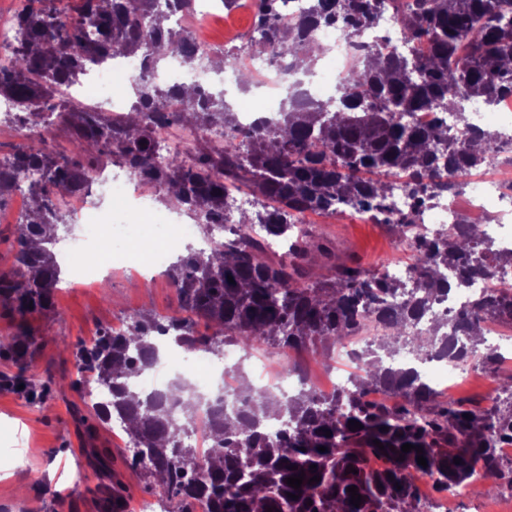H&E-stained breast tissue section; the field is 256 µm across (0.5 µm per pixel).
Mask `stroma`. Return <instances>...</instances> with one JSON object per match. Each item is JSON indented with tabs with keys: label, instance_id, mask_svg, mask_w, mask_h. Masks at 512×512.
<instances>
[{
	"label": "stroma",
	"instance_id": "obj_1",
	"mask_svg": "<svg viewBox=\"0 0 512 512\" xmlns=\"http://www.w3.org/2000/svg\"><path fill=\"white\" fill-rule=\"evenodd\" d=\"M309 230L334 248L337 263L367 269L403 262L398 239L384 224L350 214H307ZM54 312L18 321L0 297V512H103L100 473L84 453L79 416L96 426L100 445L111 448L112 467L130 499L128 512L152 492L142 473L127 465L126 433L98 423L82 388L76 387L77 347L90 344L110 323L134 314L164 317L178 308L165 275L114 274L107 285H64L54 291ZM37 338L24 364L13 346L19 330ZM30 385L18 388L17 375Z\"/></svg>",
	"mask_w": 512,
	"mask_h": 512
}]
</instances>
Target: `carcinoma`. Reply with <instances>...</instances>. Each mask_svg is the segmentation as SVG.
<instances>
[{"mask_svg":"<svg viewBox=\"0 0 512 512\" xmlns=\"http://www.w3.org/2000/svg\"><path fill=\"white\" fill-rule=\"evenodd\" d=\"M27 0L13 18L17 41L0 64V97L16 110V123L32 129L59 121L70 147L47 153L37 143L0 161V200L20 181L28 183L29 206L16 229L13 266L0 272V296L24 317L54 307L61 281L53 245L65 216L60 196L89 186L92 173L105 164L119 165L150 181L172 206L201 224L224 223L226 193L246 190L257 202L212 239L205 251L192 247L165 275L179 299V314L160 321L129 317L128 331L106 329L75 357L82 377L107 390L110 399L92 409L103 424L124 426L132 445L130 466L140 468L152 492L164 503L203 498L209 512H424L411 484L423 472L438 490L468 484L478 495L504 486L512 490V462L496 455L497 443L512 439V382L503 387L491 411L461 400L442 399L421 365L445 362L495 370L500 346L489 343L481 320L493 315L512 323V291L489 288L473 298L453 325L429 316L433 304L452 289L471 287L477 278L492 279L512 267V251H499L475 224L461 230L444 224L427 235L416 231L417 214L397 220L387 203L390 181L405 180L416 205L441 192L457 177L499 162V133L469 134L465 105L481 99L489 105L512 95V0H412L399 14L405 42L427 38L431 57L411 54L382 57L370 45L346 84L337 109L286 90L278 118L252 132L237 127L224 92L199 84L165 86L153 73L167 57L188 66L212 64L208 50L194 48L181 30L163 25L171 11L192 0H80L76 14ZM384 0H310L306 14L286 17L288 0H258L254 34L247 48L280 51L283 69L308 73L316 44L313 28L339 27L360 37L383 20ZM140 56L141 68L131 87L129 110L118 118L88 112L75 100L60 109L63 90L89 65L116 56ZM180 110H167L169 100ZM430 109L433 128L411 125L407 116ZM455 113L458 134L448 136V112ZM177 136L196 134L165 162L154 160V130ZM224 130V137L209 132ZM351 210L393 227L409 241L414 276L403 279L379 269L341 264L329 278L313 268L336 259L333 248L298 225L307 211L334 214ZM233 281H228V277ZM213 333L201 335L195 319ZM175 345L199 347L214 356L234 345L243 359L259 342L276 349L333 351L356 344L359 351L346 386L329 396L306 387L279 395L243 385L241 369L230 370L238 382L242 408L219 414L210 425L211 451L197 464L198 451L185 442L186 428L170 407L192 419L194 395L176 398L175 380L153 394L133 387L131 379L152 367L160 355L153 332ZM373 387H384L401 400L386 407L366 400ZM470 418H465V415ZM362 428L351 431L348 421ZM280 422L276 435L266 425ZM331 435H325V431ZM89 462L112 479L111 449L96 444V430L85 429ZM380 441L379 449L373 440ZM409 443L415 449L402 452ZM326 451L321 452L319 448ZM404 460H398L399 455ZM425 457L427 466L417 463ZM483 458L487 477L473 479L470 460ZM379 457L386 466L372 468ZM459 458L461 462L453 463ZM357 473L350 472V469ZM304 475L301 487L286 483ZM314 476L320 481L312 484ZM357 487L360 507L350 504L347 488ZM298 496L294 500L288 494Z\"/></svg>","mask_w":512,"mask_h":512,"instance_id":"cac0c4a2","label":"carcinoma"}]
</instances>
